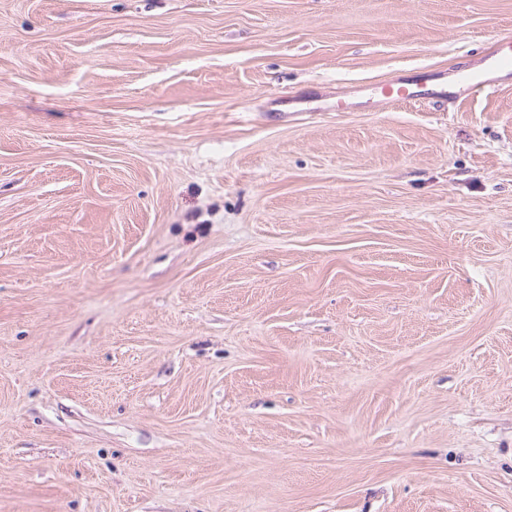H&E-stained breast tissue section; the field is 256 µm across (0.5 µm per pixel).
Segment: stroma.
<instances>
[{"mask_svg":"<svg viewBox=\"0 0 512 512\" xmlns=\"http://www.w3.org/2000/svg\"><path fill=\"white\" fill-rule=\"evenodd\" d=\"M512 0H0V512H512ZM492 70L512 73V34L506 33L498 36L491 47L489 54ZM446 91L445 85L432 80L407 85L400 79H393L378 88V93L383 100L393 105L406 103L407 100H420L430 98L433 95H444Z\"/></svg>","mask_w":512,"mask_h":512,"instance_id":"stroma-1","label":"stroma"}]
</instances>
